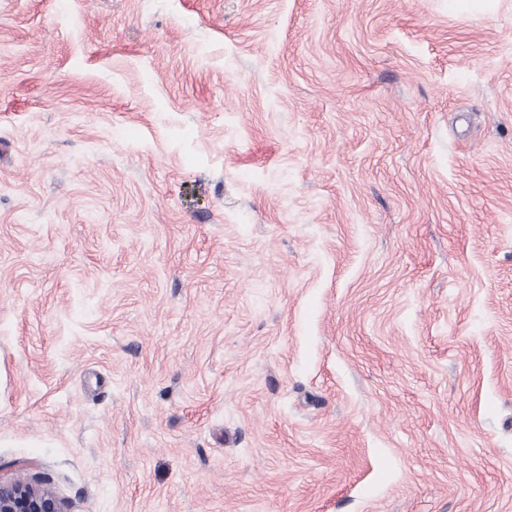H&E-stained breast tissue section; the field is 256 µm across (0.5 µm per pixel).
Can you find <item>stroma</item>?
<instances>
[{
  "label": "stroma",
  "instance_id": "1",
  "mask_svg": "<svg viewBox=\"0 0 512 512\" xmlns=\"http://www.w3.org/2000/svg\"><path fill=\"white\" fill-rule=\"evenodd\" d=\"M66 512H512V0H0V478Z\"/></svg>",
  "mask_w": 512,
  "mask_h": 512
}]
</instances>
